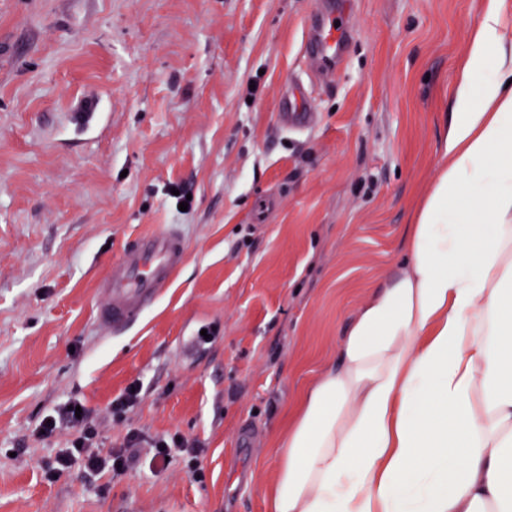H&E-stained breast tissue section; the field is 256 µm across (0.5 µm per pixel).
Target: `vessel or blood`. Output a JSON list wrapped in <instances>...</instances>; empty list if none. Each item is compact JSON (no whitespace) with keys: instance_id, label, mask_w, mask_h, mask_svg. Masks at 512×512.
Returning a JSON list of instances; mask_svg holds the SVG:
<instances>
[{"instance_id":"b4317fda","label":"vessel or blood","mask_w":512,"mask_h":512,"mask_svg":"<svg viewBox=\"0 0 512 512\" xmlns=\"http://www.w3.org/2000/svg\"><path fill=\"white\" fill-rule=\"evenodd\" d=\"M350 0H323L308 23L303 53L319 78L335 74L354 41L347 14ZM302 85H294L280 101L278 122L288 130L308 129L314 114ZM188 248L177 225L136 236L112 265V273L96 295V321L101 335L126 331L170 288L187 260Z\"/></svg>"}]
</instances>
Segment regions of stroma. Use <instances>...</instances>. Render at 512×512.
I'll list each match as a JSON object with an SVG mask.
<instances>
[{
	"mask_svg": "<svg viewBox=\"0 0 512 512\" xmlns=\"http://www.w3.org/2000/svg\"><path fill=\"white\" fill-rule=\"evenodd\" d=\"M487 4L355 0L317 122L289 133L277 103L311 81L320 0H0V512H268L276 436L407 256ZM167 224L185 265L101 337L99 281ZM135 381L144 399L109 442L177 433L198 459L47 481L63 442L34 421L70 397L106 409Z\"/></svg>",
	"mask_w": 512,
	"mask_h": 512,
	"instance_id": "obj_1",
	"label": "stroma"
}]
</instances>
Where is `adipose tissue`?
<instances>
[{"label": "adipose tissue", "instance_id": "obj_1", "mask_svg": "<svg viewBox=\"0 0 512 512\" xmlns=\"http://www.w3.org/2000/svg\"><path fill=\"white\" fill-rule=\"evenodd\" d=\"M459 75L409 256L289 416L269 512H512V31L495 0Z\"/></svg>", "mask_w": 512, "mask_h": 512}]
</instances>
